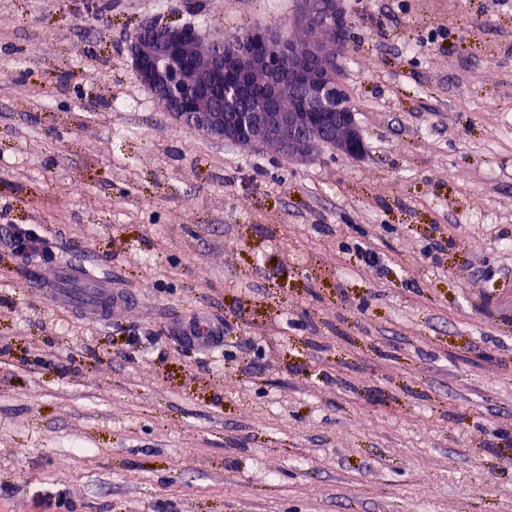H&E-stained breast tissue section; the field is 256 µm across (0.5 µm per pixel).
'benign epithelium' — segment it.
<instances>
[{"instance_id": "1", "label": "benign epithelium", "mask_w": 512, "mask_h": 512, "mask_svg": "<svg viewBox=\"0 0 512 512\" xmlns=\"http://www.w3.org/2000/svg\"><path fill=\"white\" fill-rule=\"evenodd\" d=\"M301 4L307 32V46L301 50L284 32H250L251 49L245 52L237 39L199 49V33L191 26L143 25L130 39L133 71L166 111L206 135L258 143L299 158L328 141L353 153L358 141L354 109L341 101L327 65L347 44L349 21L339 0ZM285 81L295 96L286 108L268 97L253 99L245 112L239 111L235 96H224L220 105L212 101L215 92L231 83L274 90Z\"/></svg>"}]
</instances>
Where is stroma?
Instances as JSON below:
<instances>
[{"instance_id": "stroma-1", "label": "stroma", "mask_w": 512, "mask_h": 512, "mask_svg": "<svg viewBox=\"0 0 512 512\" xmlns=\"http://www.w3.org/2000/svg\"><path fill=\"white\" fill-rule=\"evenodd\" d=\"M100 2L0 0V512H512V8L341 0L361 148L299 159L189 129L129 51L301 38L299 0ZM13 224L137 303L55 306ZM175 333L181 340L196 344L206 351L221 343L222 325L202 312L179 321L175 325Z\"/></svg>"}]
</instances>
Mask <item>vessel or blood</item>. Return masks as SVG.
I'll list each match as a JSON object with an SVG mask.
<instances>
[{"mask_svg":"<svg viewBox=\"0 0 512 512\" xmlns=\"http://www.w3.org/2000/svg\"><path fill=\"white\" fill-rule=\"evenodd\" d=\"M45 293L56 306L91 320L120 314L135 302L132 293L113 285L111 276H99L87 267L67 263L57 264ZM175 333L206 351L220 343L222 325L202 312L179 321Z\"/></svg>","mask_w":512,"mask_h":512,"instance_id":"vessel-or-blood-1","label":"vessel or blood"}]
</instances>
